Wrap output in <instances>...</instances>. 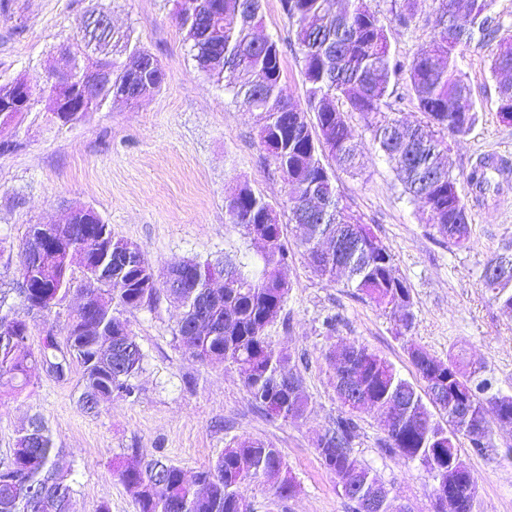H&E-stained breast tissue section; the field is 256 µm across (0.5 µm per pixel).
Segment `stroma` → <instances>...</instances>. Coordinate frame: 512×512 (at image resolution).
Listing matches in <instances>:
<instances>
[{"instance_id":"1","label":"stroma","mask_w":512,"mask_h":512,"mask_svg":"<svg viewBox=\"0 0 512 512\" xmlns=\"http://www.w3.org/2000/svg\"><path fill=\"white\" fill-rule=\"evenodd\" d=\"M395 58L410 62L437 28V0H414L416 24L398 28L391 0H375ZM110 13L114 28L130 33L159 60L165 81L159 93L135 104L112 103L66 127L20 114L0 134L15 150L0 154V250L14 254L32 224H58L74 207L94 210L114 237L140 246L155 270L189 259L232 256L260 267V248L228 224L224 197L237 183L273 202L286 198L285 184L258 144L259 113L199 72L171 14L170 0H8L0 11V83L36 84L53 65L61 44L75 43L80 19L91 9ZM262 34L281 51L282 85L292 100L304 96L301 53L280 0H263ZM457 65L479 112L471 133L450 144L459 188L471 212L472 235L458 247L425 224L419 204L403 195L380 153L362 152L356 169L337 170L344 202L390 249L398 277L411 289L415 320L407 336L396 335L382 309L355 297L344 282L327 283L311 269L287 226L290 286L280 320L269 329L274 344L290 353L311 400L298 421L266 415L250 398L235 368L200 364L182 349L175 329L180 307L167 298L125 313L144 353L131 399L113 398L98 412L76 403L81 368L65 378L33 372L17 394L0 395V462H6L19 429L41 415L65 453L64 466L79 512H136L112 473L130 462L132 449L170 461L185 472L207 466L230 441L251 436L281 452L297 483L281 501L256 482L243 493L253 512H353L315 443L341 412L323 353L333 338L356 341L391 362L410 382L418 377L408 344L438 359L464 357L482 363L494 389L512 391V315L493 303L482 282L485 262L512 242V177L498 174L484 197L466 180L480 156L493 152L512 161V124L497 111V80L489 50L462 47ZM339 315L336 337L322 326ZM352 454L406 504L432 512L433 480L420 462L385 452L380 412L359 413ZM460 454L479 483L478 512H512V425L496 427L493 447L476 450L459 439Z\"/></svg>"}]
</instances>
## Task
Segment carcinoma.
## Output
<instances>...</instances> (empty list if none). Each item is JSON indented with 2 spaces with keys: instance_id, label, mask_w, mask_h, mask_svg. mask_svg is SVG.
Segmentation results:
<instances>
[{
  "instance_id": "1",
  "label": "carcinoma",
  "mask_w": 512,
  "mask_h": 512,
  "mask_svg": "<svg viewBox=\"0 0 512 512\" xmlns=\"http://www.w3.org/2000/svg\"><path fill=\"white\" fill-rule=\"evenodd\" d=\"M172 2L197 68L262 114L260 145L286 184L288 223L299 229L296 243L313 271L329 283L345 277L347 287L390 315L399 333L408 332L414 322L410 288L396 276L388 247L342 203L336 169L354 168L361 149H375L391 163L403 192L422 204L425 223L454 245L470 239V207L453 174L448 139L468 135L477 111L456 57L460 47L474 41L493 46L490 69L499 78L498 113L512 114V36L499 35L502 24L492 15L495 0H439V28L406 66L392 60L389 38L370 0H281L302 55V106L282 88L278 42L254 36L262 0ZM123 54L130 62L119 65L114 56ZM101 68L111 70L110 80L90 78L89 70ZM402 75L423 116L413 125L387 113ZM163 82L161 65L151 53L90 14L80 20L76 44L38 85V93L16 80L0 84V122L7 117L6 104L25 98L27 111L42 110L50 122L72 125L114 100L137 104L159 92ZM349 112L362 115L368 142L354 140L346 122ZM492 168L478 159L467 182L486 193ZM225 208L228 223L246 238L267 241L260 270L249 273L226 256L215 263L187 260L159 275L138 245L114 237L103 220L93 222L80 210L72 213L61 233L63 248L86 254L87 269L78 277L65 254L44 248L25 270L30 287L16 292L28 311L50 313L72 294L81 304L66 323L64 342L53 334L34 349L30 322L6 306L7 294L0 293V386L21 390L31 370L76 362L82 369L81 410L97 411L114 395L135 396L144 354L117 313L149 307L163 294L182 308L176 339L201 364L236 367L248 394L268 416L305 417L309 397L302 376L296 371L291 381L281 382L289 356L266 335L290 290L282 276L288 247L281 207L240 185L225 197ZM482 281L492 301L512 315L511 248L487 259ZM408 355L423 382L421 390L362 343L335 342L325 352L343 411L318 437L316 449L342 494L354 503V512L367 502L373 503L372 512H408L392 489L352 455L358 412L369 408L389 414L384 448L422 463L436 481L459 455V437L473 448L491 446L488 415L501 425L512 424V394L484 396L491 383L464 360L445 362L415 345ZM454 387L471 393L464 413L453 401ZM132 453L138 461L118 467L116 474L138 512H250L241 492L248 481L267 486L279 500L297 490L280 451L258 438L233 439L190 478L171 462L141 456L137 448ZM61 454L45 421L32 417L18 431L10 462L0 464V512H78ZM432 497L433 512H475L477 478L468 470L451 491L434 487Z\"/></svg>"
}]
</instances>
